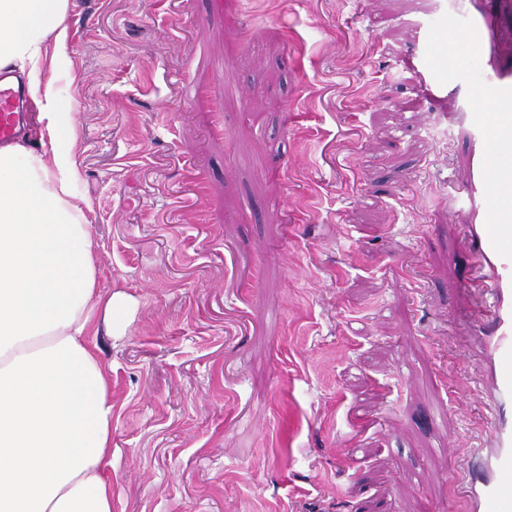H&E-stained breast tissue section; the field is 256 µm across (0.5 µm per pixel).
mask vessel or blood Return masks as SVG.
Here are the masks:
<instances>
[{"label": "vessel or blood", "instance_id": "b4317fda", "mask_svg": "<svg viewBox=\"0 0 512 512\" xmlns=\"http://www.w3.org/2000/svg\"><path fill=\"white\" fill-rule=\"evenodd\" d=\"M460 2L456 20L447 0L424 17L408 70L426 96L451 103L442 117L456 126L467 165L452 214L468 228L462 247L484 270L492 298L477 330L491 391L471 512H512V0ZM448 27L456 40L443 51L437 35ZM27 120L25 84H0V143Z\"/></svg>", "mask_w": 512, "mask_h": 512}]
</instances>
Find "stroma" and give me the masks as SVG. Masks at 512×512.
Returning a JSON list of instances; mask_svg holds the SVG:
<instances>
[{"label": "stroma", "mask_w": 512, "mask_h": 512, "mask_svg": "<svg viewBox=\"0 0 512 512\" xmlns=\"http://www.w3.org/2000/svg\"><path fill=\"white\" fill-rule=\"evenodd\" d=\"M425 4L69 0L54 89L131 301L97 338L113 512H466L484 295L401 68Z\"/></svg>", "instance_id": "stroma-1"}]
</instances>
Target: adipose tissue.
Segmentation results:
<instances>
[{
    "label": "adipose tissue",
    "instance_id": "ef3b65f1",
    "mask_svg": "<svg viewBox=\"0 0 512 512\" xmlns=\"http://www.w3.org/2000/svg\"><path fill=\"white\" fill-rule=\"evenodd\" d=\"M68 0H0V71L16 70L48 139L69 138L44 80ZM0 148V512H112V379L94 341L125 331V300L99 290L70 150Z\"/></svg>",
    "mask_w": 512,
    "mask_h": 512
}]
</instances>
